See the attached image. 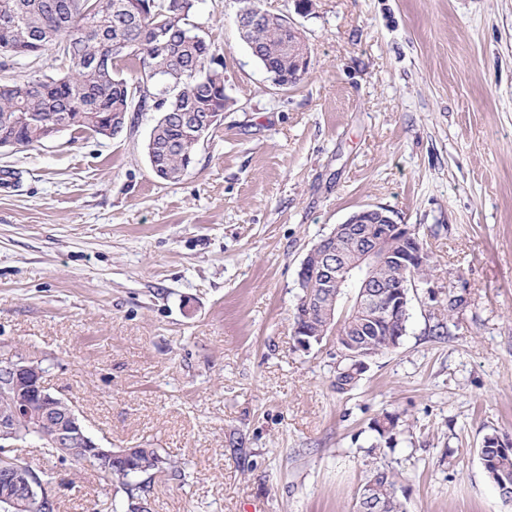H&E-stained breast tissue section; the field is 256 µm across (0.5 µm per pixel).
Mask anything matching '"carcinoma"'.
Wrapping results in <instances>:
<instances>
[{
	"instance_id": "cac0c4a2",
	"label": "carcinoma",
	"mask_w": 512,
	"mask_h": 512,
	"mask_svg": "<svg viewBox=\"0 0 512 512\" xmlns=\"http://www.w3.org/2000/svg\"><path fill=\"white\" fill-rule=\"evenodd\" d=\"M196 0H0V12L14 14L16 26L0 30V54L7 58H28L52 50L69 62L67 74L0 85V143L19 146L41 144L50 128L66 126L74 131H90L98 136L112 135L113 118L130 121V113L149 110L159 113L154 139L146 153L155 156L159 180L176 184L194 162L199 140L165 118L175 110L200 115L222 112L228 98L224 88V64L211 45L194 32L190 16ZM296 34L281 20L270 18L252 26L246 33V46L257 51L262 67L276 70L288 87V43ZM130 75H124V70ZM166 74L170 89L166 97L158 90L155 99L134 105L132 92L153 82V74ZM429 259L409 268L388 259L372 271L373 279L387 287L401 282L408 286L426 278ZM320 304L296 307V340L320 344L331 333L336 341L349 340L366 353L362 359L344 357L338 361L332 388L338 394L352 391L366 371L372 354L397 348L407 332L409 309L399 306L376 319L366 312L347 311L343 322L330 320V311L341 305L334 288L322 289ZM69 412V404L55 399L41 403L20 393L0 378V416L15 419L19 440L37 439ZM44 418L39 429L31 428L36 417ZM374 448L393 449L400 429V416L385 412L370 423ZM47 454L59 461L88 462L102 468L89 448H49ZM480 457L484 470L498 492L512 490V445L490 433L483 439ZM6 469L23 484L40 480V475L11 448L0 458ZM172 469L171 462L157 448H134L129 456L112 464L110 475L124 481L128 512H144L143 497L150 483L133 479ZM400 477L386 467L370 471L360 490L386 506V512H405L397 497ZM55 502L46 498L34 505L21 495L11 512H55Z\"/></svg>"
}]
</instances>
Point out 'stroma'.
Instances as JSON below:
<instances>
[{"instance_id":"1","label":"stroma","mask_w":512,"mask_h":512,"mask_svg":"<svg viewBox=\"0 0 512 512\" xmlns=\"http://www.w3.org/2000/svg\"><path fill=\"white\" fill-rule=\"evenodd\" d=\"M261 4L300 28L310 68L273 85L240 0H198L229 102L179 183L148 164L154 111L130 135L0 149V352L41 358L102 446L176 462L147 512H354L376 465L406 512H512L479 453L512 441V0ZM67 68L47 51L0 83ZM370 206L416 229L430 272L400 346L339 394L335 338L294 339L296 279ZM386 411L404 431L382 454L369 424ZM22 456L59 512H126L89 464Z\"/></svg>"}]
</instances>
